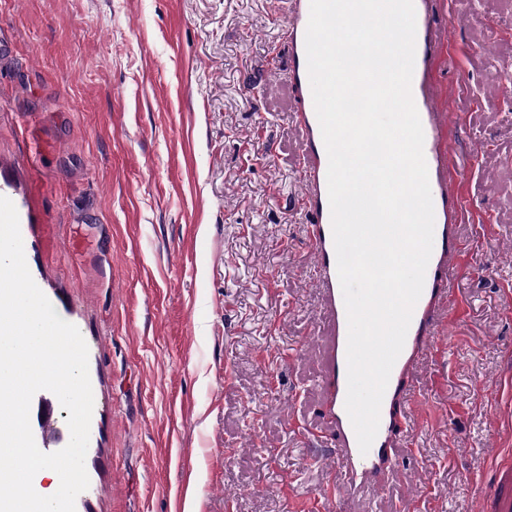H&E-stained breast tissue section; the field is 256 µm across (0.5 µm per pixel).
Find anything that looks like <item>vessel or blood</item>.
<instances>
[{"label": "vessel or blood", "mask_w": 512, "mask_h": 512, "mask_svg": "<svg viewBox=\"0 0 512 512\" xmlns=\"http://www.w3.org/2000/svg\"><path fill=\"white\" fill-rule=\"evenodd\" d=\"M416 11L415 63L412 96L424 131V156L434 208L433 251L426 269L423 292L414 308L401 354L384 394L377 436L361 453L345 409L347 394L348 322L338 276L328 194V156L316 115L307 70L305 34L310 0H289L286 14L291 56L290 87L296 124L304 142V163L298 206L310 216L308 240L315 268L324 286V309L329 322L324 388L327 415L336 429L337 453L347 481L390 469L400 445L395 405L405 381L417 369L422 353L433 343L439 313L451 293L448 271L461 256L457 226L466 215L463 182L454 169L452 116L443 100L438 67L448 50V29L439 22L449 11L447 0H414ZM493 498L482 501L480 512H512V457L501 456L495 465Z\"/></svg>", "instance_id": "obj_1"}]
</instances>
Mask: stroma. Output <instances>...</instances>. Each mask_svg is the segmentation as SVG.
<instances>
[{
    "label": "stroma",
    "instance_id": "obj_1",
    "mask_svg": "<svg viewBox=\"0 0 512 512\" xmlns=\"http://www.w3.org/2000/svg\"><path fill=\"white\" fill-rule=\"evenodd\" d=\"M287 0H0V195L88 346L75 512H476L512 450V0H450L467 215L389 471L343 484ZM196 234V253L181 251Z\"/></svg>",
    "mask_w": 512,
    "mask_h": 512
}]
</instances>
